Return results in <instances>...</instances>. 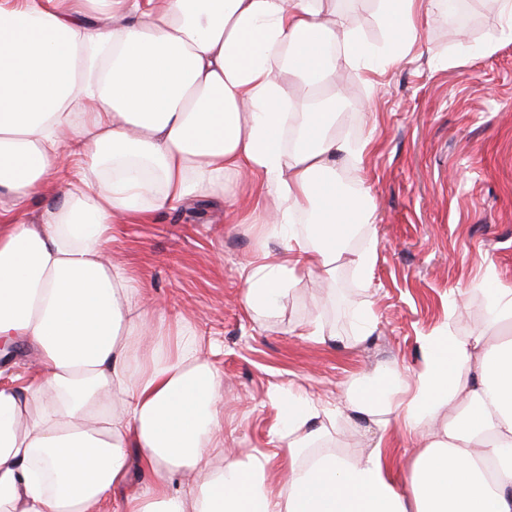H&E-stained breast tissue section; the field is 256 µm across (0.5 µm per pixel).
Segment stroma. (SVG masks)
<instances>
[{
  "label": "stroma",
  "mask_w": 512,
  "mask_h": 512,
  "mask_svg": "<svg viewBox=\"0 0 512 512\" xmlns=\"http://www.w3.org/2000/svg\"><path fill=\"white\" fill-rule=\"evenodd\" d=\"M469 12L458 35L445 10L434 9L420 46L374 83L355 68L343 73L340 131L369 143L364 184L379 241L370 282L339 268L330 303L304 277L257 321L243 307L240 271L260 250L279 252L280 242L230 223L223 200L113 226V260L201 343L221 344L214 363L224 376L227 447L271 450L274 394L301 389L331 408L375 365L412 378L422 338L442 327L500 335L501 326L482 315L487 295L471 286L512 288V39L501 35L498 0H469ZM336 20L384 51L374 0H340ZM363 306L376 320L365 340L349 319ZM317 317L335 339L298 336L299 323Z\"/></svg>",
  "instance_id": "1"
}]
</instances>
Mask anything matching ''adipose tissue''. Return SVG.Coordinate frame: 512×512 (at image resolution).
I'll return each instance as SVG.
<instances>
[{"instance_id": "ef3b65f1", "label": "adipose tissue", "mask_w": 512, "mask_h": 512, "mask_svg": "<svg viewBox=\"0 0 512 512\" xmlns=\"http://www.w3.org/2000/svg\"><path fill=\"white\" fill-rule=\"evenodd\" d=\"M335 0H0V193L21 208L79 157L40 223L0 212V339L26 341L34 376L0 382V512H512V336L423 339L411 382L377 366L349 413L377 431L340 456L336 413L278 397L269 455L224 445L223 375L109 256L113 225L243 190L279 237L242 270L245 309L269 315L301 276L370 278L378 241L338 126L341 67L374 70ZM384 65L422 39L436 0H377ZM300 97H292L290 84ZM306 225H299L300 217ZM423 432L403 476L392 423ZM148 477L129 489V460Z\"/></svg>"}]
</instances>
